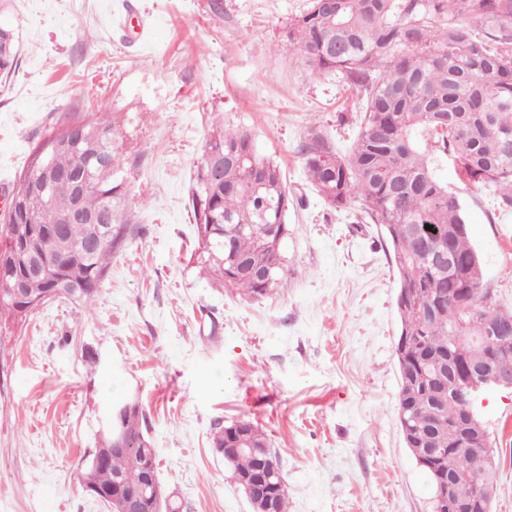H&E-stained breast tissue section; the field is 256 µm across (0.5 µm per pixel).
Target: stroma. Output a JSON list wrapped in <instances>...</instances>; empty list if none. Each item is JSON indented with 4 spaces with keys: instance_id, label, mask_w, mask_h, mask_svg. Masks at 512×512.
I'll list each match as a JSON object with an SVG mask.
<instances>
[{
    "instance_id": "stroma-1",
    "label": "stroma",
    "mask_w": 512,
    "mask_h": 512,
    "mask_svg": "<svg viewBox=\"0 0 512 512\" xmlns=\"http://www.w3.org/2000/svg\"><path fill=\"white\" fill-rule=\"evenodd\" d=\"M308 2L0 0L18 41L0 79V178L17 182L63 120L114 119L127 221L92 310L50 303L0 345V512H106L75 471L133 399L180 512H253L211 443L216 423L243 419L271 439L288 512H431L399 423L391 249L358 203L325 204L297 152L318 132L347 155L366 99L289 50ZM220 125L250 130L293 197L288 283L259 299L212 284L197 260L190 188ZM436 175L511 311L512 213L452 159ZM479 411L491 512H512V389Z\"/></svg>"
}]
</instances>
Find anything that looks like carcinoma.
I'll return each mask as SVG.
<instances>
[{"mask_svg": "<svg viewBox=\"0 0 512 512\" xmlns=\"http://www.w3.org/2000/svg\"><path fill=\"white\" fill-rule=\"evenodd\" d=\"M288 49L308 66L335 70L367 92L358 138L338 155L318 133L298 145L307 176L323 201L341 209L352 202L383 229L398 272L402 343L396 345L399 420L406 448L426 441L440 448L421 466L432 488L433 512H448L438 499L436 476L466 477L493 488L492 451L468 443L462 403L448 391V372L462 377L477 363L473 340L488 333L512 340V311L487 304L483 265L470 241L460 199L435 174L451 154L462 176L494 191L498 209L512 212V0H310L288 25ZM16 67V41L0 42V74ZM99 135L34 155L23 175L51 163L63 184L49 192L18 186L22 206L0 226L15 259L0 262V281L27 275L29 261H42L36 293L60 285L77 290L71 303L91 309L108 260L123 237L117 204L122 185L115 124L86 122ZM201 244L197 261L225 288L258 298L287 280L283 244L261 246L266 224L287 226L288 189L277 164L262 156L247 129L216 131L204 148L191 187ZM96 218L71 219L74 210ZM432 226V230L425 226ZM444 245L456 266L433 256ZM22 301L0 291V321L23 323ZM495 369L512 376V345L486 351ZM135 406L117 419L103 445L104 461L87 460L76 472L81 484L105 494L132 495L148 483L140 462L150 445ZM122 433L124 448L112 447ZM239 427L218 424L212 447L224 456L235 480L256 461L236 448ZM245 432L259 458L277 477L271 489L275 512H288L284 478L265 431L251 421Z\"/></svg>", "mask_w": 512, "mask_h": 512, "instance_id": "carcinoma-1", "label": "carcinoma"}]
</instances>
